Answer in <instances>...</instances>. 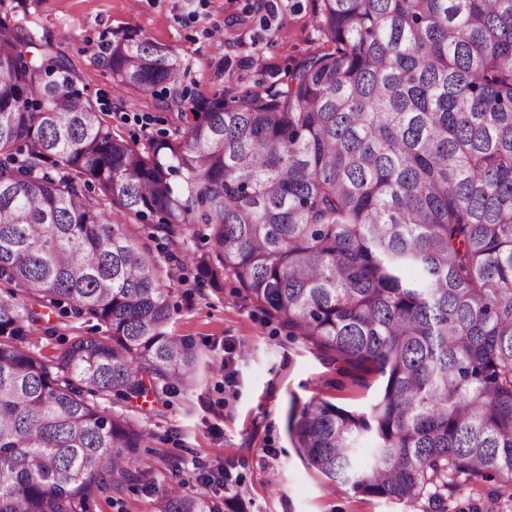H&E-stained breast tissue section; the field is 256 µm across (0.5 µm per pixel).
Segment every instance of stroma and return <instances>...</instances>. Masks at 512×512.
<instances>
[{
	"label": "stroma",
	"mask_w": 512,
	"mask_h": 512,
	"mask_svg": "<svg viewBox=\"0 0 512 512\" xmlns=\"http://www.w3.org/2000/svg\"><path fill=\"white\" fill-rule=\"evenodd\" d=\"M317 0H0L14 21L34 36H50L75 65L112 129L136 144L174 135L164 101L168 89L143 93L113 77L106 64L112 43L124 36L172 48L183 68L179 86L201 99L240 97L281 85L302 58L318 51ZM125 229L165 260L176 311L168 330L197 343L201 354L191 386L108 410L135 415L152 437L141 453L152 463L144 480L94 494L89 512H153L154 492L185 483L219 512H411L384 499L354 493L308 469L288 433V415L320 397L351 408L368 407L380 381L366 382L324 364L315 350L288 337L232 276L212 288L200 285L194 266L172 259L180 245L148 240L143 226ZM88 322L44 311L24 341L56 359ZM223 466L225 487H204L198 474ZM491 475L449 493L443 512H512Z\"/></svg>",
	"instance_id": "stroma-1"
}]
</instances>
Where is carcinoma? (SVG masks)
I'll return each mask as SVG.
<instances>
[{
	"label": "carcinoma",
	"mask_w": 512,
	"mask_h": 512,
	"mask_svg": "<svg viewBox=\"0 0 512 512\" xmlns=\"http://www.w3.org/2000/svg\"><path fill=\"white\" fill-rule=\"evenodd\" d=\"M316 22L324 48L285 83L178 91V135L139 149L57 43L0 16V512H87L134 484L151 433L102 402L194 378L122 214L205 240L184 257L199 280L232 275L318 356L381 378L365 410L290 411L308 468L410 508L462 477L512 484V0H320ZM107 65L141 92L182 70L126 38ZM67 305L101 335L46 361L23 336ZM154 509L216 506L180 483Z\"/></svg>",
	"instance_id": "carcinoma-1"
}]
</instances>
